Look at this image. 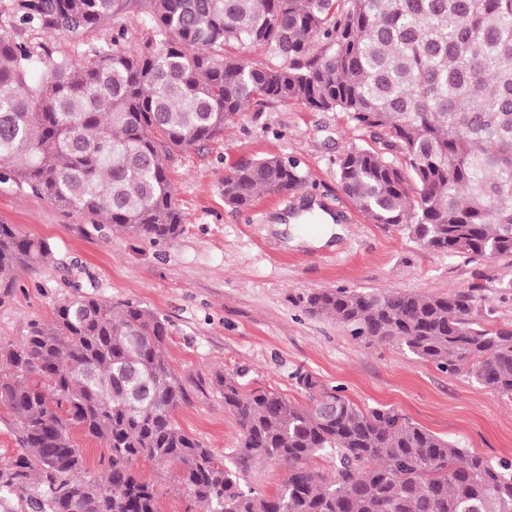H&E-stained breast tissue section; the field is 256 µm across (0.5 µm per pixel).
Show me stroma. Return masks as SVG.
<instances>
[{"instance_id": "35a3bbf8", "label": "stroma", "mask_w": 512, "mask_h": 512, "mask_svg": "<svg viewBox=\"0 0 512 512\" xmlns=\"http://www.w3.org/2000/svg\"><path fill=\"white\" fill-rule=\"evenodd\" d=\"M133 48L151 35L144 13L129 9L75 38L37 28L18 36L53 55L79 43ZM368 132L343 112H316L299 101L252 104L221 138L179 152L170 164L184 231L159 245L67 212L12 181L0 182V224L48 241L55 260L17 275L0 301V344L22 343L35 321H50L74 292L133 302L164 317L168 360L189 392L178 426L236 467L245 484L276 492L288 467L240 463V428L214 385L238 375L246 388H272L293 403L309 399L295 380L311 373L342 389L360 408L392 407L423 429L491 462L512 461V401L468 374H448L395 343L366 345L336 320L305 312L322 289L402 291L422 296L473 292L496 326H512V258L473 263L421 248L397 228L375 224L342 192L336 161ZM297 158L306 176L290 195H259L246 210L224 205L221 183L242 157ZM329 235L322 247L312 241ZM141 477L159 486L160 512H202L179 482L180 468L142 461Z\"/></svg>"}]
</instances>
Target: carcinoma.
Wrapping results in <instances>:
<instances>
[{"label":"carcinoma","instance_id":"1","mask_svg":"<svg viewBox=\"0 0 512 512\" xmlns=\"http://www.w3.org/2000/svg\"><path fill=\"white\" fill-rule=\"evenodd\" d=\"M142 2L153 36L133 49L120 34L110 48L55 57L0 32V179L164 244L184 231L175 153L219 138L255 102L297 100L346 113L381 144L336 163L342 191L373 223L470 262L512 258V0ZM134 5L0 0V18L77 37ZM305 181L294 157L242 160L224 175V204L241 211ZM53 258L49 243L0 224V301L18 271ZM304 303L355 339L396 342L512 400V328L479 322L472 293L336 288ZM168 334L147 307L77 292L23 343L0 347V405L18 445L0 465L3 512H159L158 485L134 469L141 460L181 465L204 512H512V463L469 455L393 408L362 409L302 371L310 406L215 377L241 428L238 458L288 464L274 494L257 492L174 421L187 392ZM325 401L337 416L321 415ZM76 429L106 447L92 473Z\"/></svg>","mask_w":512,"mask_h":512}]
</instances>
